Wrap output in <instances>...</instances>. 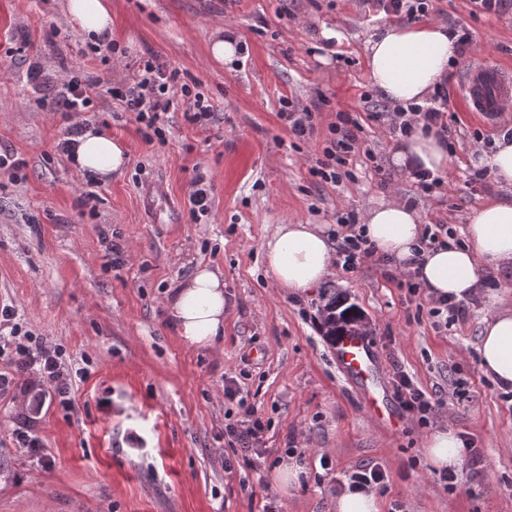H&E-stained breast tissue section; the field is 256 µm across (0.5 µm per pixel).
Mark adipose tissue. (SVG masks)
<instances>
[{
    "label": "adipose tissue",
    "mask_w": 512,
    "mask_h": 512,
    "mask_svg": "<svg viewBox=\"0 0 512 512\" xmlns=\"http://www.w3.org/2000/svg\"><path fill=\"white\" fill-rule=\"evenodd\" d=\"M70 20L87 41L99 43L112 31L110 0H66ZM455 55L446 27L434 23L387 24L366 42L371 85L391 104H425L448 74ZM74 167L79 176L109 180L121 175L130 149L96 125L77 138ZM486 165L502 192L471 214L463 244L447 243L425 251L419 278L435 294L458 299L476 294L490 273L512 266V139H497ZM452 162L446 144L432 131H417L392 154L403 169L419 166L431 173L446 171ZM364 233L379 255L402 264L412 258L424 233L416 207L397 197L382 200L363 218ZM267 270L282 288L306 292L336 274L334 241L329 225L299 220L277 225L263 244ZM224 279L207 266L196 267L179 283L167 303L179 335L198 348L216 347L224 335ZM481 366L502 388H512V310L484 318L477 347ZM427 459L438 468H456L464 459L463 443L451 431L433 433Z\"/></svg>",
    "instance_id": "ef3b65f1"
}]
</instances>
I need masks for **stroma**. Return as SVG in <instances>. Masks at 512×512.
<instances>
[{
    "instance_id": "35a3bbf8",
    "label": "stroma",
    "mask_w": 512,
    "mask_h": 512,
    "mask_svg": "<svg viewBox=\"0 0 512 512\" xmlns=\"http://www.w3.org/2000/svg\"><path fill=\"white\" fill-rule=\"evenodd\" d=\"M367 9L363 0H112L119 48L93 54L65 0H0V154L24 162L18 178L0 171V302L87 370L68 410L32 372L13 370L0 394V512H336L347 475L364 466L388 476L380 512L399 503L406 512H512V398L477 352L485 295L466 299L465 318L441 332L393 267L368 261L301 295L265 270L263 244L290 219L332 225L394 195L458 236L501 192L495 176L471 185L467 175L512 112L490 120L468 111L456 66L445 81L458 119L448 185L418 194L393 166L395 138L366 118L385 100L370 84L365 43L386 22ZM427 19L466 25L470 56L512 68L511 10L434 0ZM219 23L246 47L229 62L209 56ZM324 26L340 39H321ZM153 56L214 108L202 127L168 113L162 145L144 142L110 94ZM77 70L99 91L87 122L132 149L122 176L93 186L57 152L65 121L46 106ZM285 98L314 112L307 139L280 118ZM341 112L362 121L356 178L326 183L312 169ZM199 174L212 193L208 214L195 218ZM111 241L123 247L117 265ZM200 265L224 276V337L212 350L189 345L166 309ZM333 292L368 327L394 420L371 417L336 364L322 318ZM399 371L447 398L446 414L424 427L411 420L394 387ZM230 376L236 401L224 397ZM243 402L268 423L267 452L253 464L224 440ZM442 429L482 459L462 464L450 487L425 455L428 435ZM20 430L41 439L42 457L19 448ZM286 464L301 467L299 480L274 491L271 476Z\"/></svg>"
}]
</instances>
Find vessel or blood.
<instances>
[{
    "mask_svg": "<svg viewBox=\"0 0 512 512\" xmlns=\"http://www.w3.org/2000/svg\"><path fill=\"white\" fill-rule=\"evenodd\" d=\"M461 93L469 111L499 113L512 110V71L485 60L472 61L462 71ZM335 349L339 369L364 391L366 412L376 414L375 348L371 340L353 330L338 339Z\"/></svg>",
    "mask_w": 512,
    "mask_h": 512,
    "instance_id": "obj_1",
    "label": "vessel or blood"
}]
</instances>
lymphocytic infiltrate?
I'll return each mask as SVG.
<instances>
[{"label":"lymphocytic infiltrate","instance_id":"f902f5d3","mask_svg":"<svg viewBox=\"0 0 512 512\" xmlns=\"http://www.w3.org/2000/svg\"><path fill=\"white\" fill-rule=\"evenodd\" d=\"M95 85L74 73L64 87L62 105L69 117L61 139L57 144L59 152L70 155L75 150L73 138L82 130L77 117L88 111L93 103ZM112 96L119 101L124 111L133 113L140 125L139 132L146 142L164 140V118L167 112L182 109L185 120L193 125H203L210 121L212 112L201 99L190 96L188 88L180 87L177 71L165 68L156 60H146L144 66L126 86L114 88ZM188 98V106H181V98ZM448 96L437 91L429 105H413L394 111H374L368 118L374 122L388 124L395 138L408 137L416 128L435 130L443 141H450L457 134L455 116L447 106ZM362 126L357 119L341 114L331 129L328 146L323 149V157L318 160L315 173L321 179L339 182L353 178L350 164L359 150V134ZM337 262L343 270L356 271L366 261L374 259L377 250L363 230L357 227L355 213L349 212L338 219ZM0 323L9 325L7 337L1 339L12 346L16 365L34 370L43 382L48 384L62 404H70L71 390L77 378L84 374L83 369L73 367L61 345L33 339L30 332L24 331L15 321L12 306L0 307ZM397 394L402 407L416 418L420 424L429 423L439 415L446 405L441 397H433L414 384L406 373L397 375ZM241 420L226 424L224 435L232 447L250 453L256 458L265 454L264 434L267 423L253 407L242 409Z\"/></svg>","mask_w":512,"mask_h":512}]
</instances>
